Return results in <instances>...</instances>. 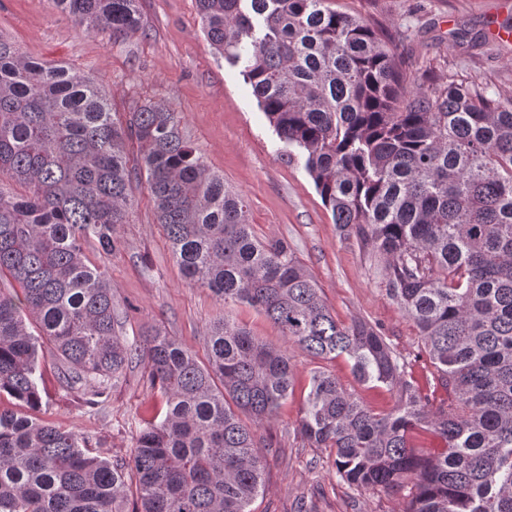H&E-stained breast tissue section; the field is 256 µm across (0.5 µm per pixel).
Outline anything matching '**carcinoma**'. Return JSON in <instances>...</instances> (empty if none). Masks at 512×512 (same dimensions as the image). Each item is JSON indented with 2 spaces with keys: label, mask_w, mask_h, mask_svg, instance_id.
<instances>
[{
  "label": "carcinoma",
  "mask_w": 512,
  "mask_h": 512,
  "mask_svg": "<svg viewBox=\"0 0 512 512\" xmlns=\"http://www.w3.org/2000/svg\"><path fill=\"white\" fill-rule=\"evenodd\" d=\"M139 0H53L87 32L142 29ZM204 34L244 78L277 137L304 157L335 224L384 260L387 292L416 324L447 399L408 379L373 326L343 323L288 243L263 241L242 195L152 103L126 120L91 78L0 36V512H251L264 489L257 432L293 388L285 350L230 316L206 337L207 362L155 330L119 335L104 272L86 261L129 223L145 183L183 275L246 303L316 358H343L362 383L397 391L377 413L315 373L297 431L335 453L336 475L396 493L404 512H512V98L467 85L403 88L395 47L330 0H197ZM37 324L63 381L105 397L135 360L166 401L142 419L128 459L43 421ZM247 415L245 421L241 415ZM428 437L425 456L416 441ZM136 501L128 502L127 477Z\"/></svg>",
  "instance_id": "carcinoma-1"
}]
</instances>
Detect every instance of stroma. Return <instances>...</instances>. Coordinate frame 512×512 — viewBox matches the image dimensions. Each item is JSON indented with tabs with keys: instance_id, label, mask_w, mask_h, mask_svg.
<instances>
[{
	"instance_id": "35a3bbf8",
	"label": "stroma",
	"mask_w": 512,
	"mask_h": 512,
	"mask_svg": "<svg viewBox=\"0 0 512 512\" xmlns=\"http://www.w3.org/2000/svg\"><path fill=\"white\" fill-rule=\"evenodd\" d=\"M334 6L386 33L399 54L406 90L454 82L512 98V41L498 36L500 28H512V0H334ZM139 9L142 30L116 42L111 32L77 27L52 0H0V36L27 55L93 78L118 114L146 100L179 112L186 139L245 198L255 235L288 242L338 320L356 318L380 328L395 353L410 360L415 378L436 376L416 325L385 289L382 262L369 257L355 237L340 234L303 157L289 154L252 96L242 64L212 51L196 0H140ZM133 199L130 223L113 231L116 250L106 255L97 243L85 247L123 309L122 335L159 329L201 357L211 326L228 313L291 359L293 392L259 429L274 445L261 451L266 488L252 503L253 512H402L412 486L396 494L351 486L337 476L331 449L311 447L297 432L316 372L334 375L377 412L395 405V393L361 384L346 361L310 356L254 308L224 305L185 279L145 185L135 186ZM38 384L41 419L89 437L94 454L112 462L131 454L141 418L166 411L163 394L140 361L129 365L105 403L92 406L84 387L62 383L60 362L46 344Z\"/></svg>"
}]
</instances>
